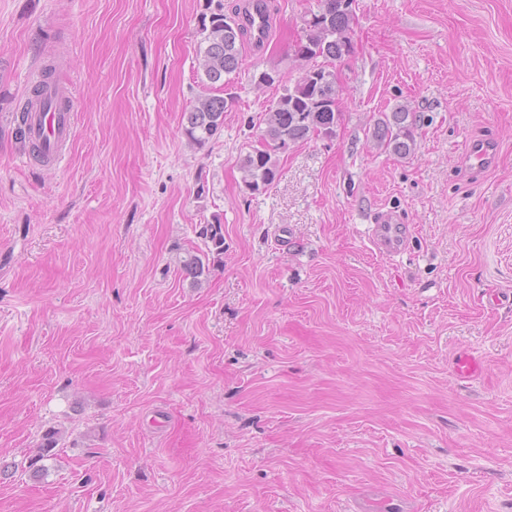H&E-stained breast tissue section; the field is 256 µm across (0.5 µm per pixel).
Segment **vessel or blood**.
I'll use <instances>...</instances> for the list:
<instances>
[{
    "label": "vessel or blood",
    "mask_w": 512,
    "mask_h": 512,
    "mask_svg": "<svg viewBox=\"0 0 512 512\" xmlns=\"http://www.w3.org/2000/svg\"><path fill=\"white\" fill-rule=\"evenodd\" d=\"M243 21L253 45L267 42L272 20L262 0H248ZM42 96L48 103L32 115L29 134L31 139L43 145L54 162H62L73 138L75 126V100L61 93L54 84L44 86ZM410 225L401 223L391 211L379 212L371 226L370 240L378 253L396 256L401 254L411 235Z\"/></svg>",
    "instance_id": "1"
}]
</instances>
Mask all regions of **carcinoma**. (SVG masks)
<instances>
[{
	"label": "carcinoma",
	"instance_id": "carcinoma-1",
	"mask_svg": "<svg viewBox=\"0 0 512 512\" xmlns=\"http://www.w3.org/2000/svg\"><path fill=\"white\" fill-rule=\"evenodd\" d=\"M354 0H318L313 18L303 17L304 36L297 44V55L308 60L322 57L327 64H313L301 73L294 84L284 92L265 113V127L260 146L252 148L240 159L242 182L253 192L260 193L274 183L279 172V154L292 145L314 136L325 137L339 125L342 112L333 108L339 102L340 85L330 65L353 54V43L344 38L354 23ZM201 39L196 51V73L209 93L200 95L183 115L185 133L195 144L209 141L224 125L228 100L220 95L231 76L237 75L243 65L242 46L244 30L238 17L224 14V7L211 13L209 22H201ZM55 80V68L47 66L42 82L36 84L31 96L18 112L15 138L33 155L43 157L40 146L24 141V126L29 107L41 100L42 83ZM416 119L410 104L399 103L389 112H382L374 120L371 139L379 148L406 158L416 147ZM199 237L207 248L199 256L187 253L183 268L197 284L208 278L211 267L224 257V225L221 222L199 226ZM60 439L56 430L48 431L40 445V454L29 467L38 475L46 470L43 461L53 458Z\"/></svg>",
	"mask_w": 512,
	"mask_h": 512
}]
</instances>
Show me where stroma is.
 <instances>
[{"label": "stroma", "instance_id": "35a3bbf8", "mask_svg": "<svg viewBox=\"0 0 512 512\" xmlns=\"http://www.w3.org/2000/svg\"><path fill=\"white\" fill-rule=\"evenodd\" d=\"M241 0H0V512H512V0H354L333 138L239 161L317 0H269L224 125L182 114L200 19ZM78 102L65 159L15 139L32 73ZM280 80L256 88L254 78ZM410 101L416 147L373 145ZM494 145L476 171L472 142ZM389 210L413 228L373 252ZM220 219L224 259L181 268ZM287 229V242L278 239ZM483 371L460 378L462 354ZM62 432L41 476L31 458ZM412 228L402 224L391 211L379 212L371 226L370 240L380 254L400 255L407 246Z\"/></svg>", "mask_w": 512, "mask_h": 512}]
</instances>
